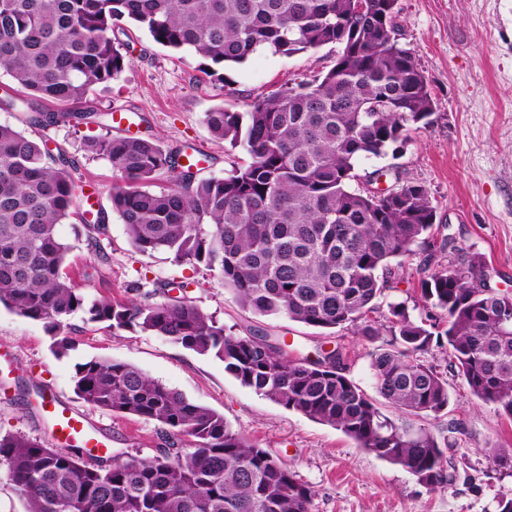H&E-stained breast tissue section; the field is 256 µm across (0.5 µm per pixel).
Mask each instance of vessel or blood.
<instances>
[{
  "label": "vessel or blood",
  "instance_id": "vessel-or-blood-1",
  "mask_svg": "<svg viewBox=\"0 0 512 512\" xmlns=\"http://www.w3.org/2000/svg\"><path fill=\"white\" fill-rule=\"evenodd\" d=\"M41 409L52 422V437L56 445L77 444L97 454L108 447V438L93 428L86 415L70 404L45 394L41 397Z\"/></svg>",
  "mask_w": 512,
  "mask_h": 512
}]
</instances>
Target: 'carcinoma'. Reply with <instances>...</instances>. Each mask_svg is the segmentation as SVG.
Wrapping results in <instances>:
<instances>
[{
	"mask_svg": "<svg viewBox=\"0 0 512 512\" xmlns=\"http://www.w3.org/2000/svg\"><path fill=\"white\" fill-rule=\"evenodd\" d=\"M394 0H0V66L26 90L0 101L28 108L33 126L56 122L33 110L38 99L83 101L92 86L119 74L128 59L117 30L131 24L173 50H191L218 67L270 49L290 55L334 44L336 64L313 80L274 92L245 113H206L211 134L241 148L250 163L221 178H195L190 162L169 187L160 171L179 159L150 137L106 136L86 149L106 159L119 184L112 210L143 253L166 251L179 263L219 269L240 305L329 334L348 327L388 334L370 356L373 388L398 417L346 375L341 345L316 359L288 356L275 336L226 330L196 305L86 301L63 272L71 244L58 233L84 217L83 192L63 149L49 152L0 124V304L53 333L55 351L73 347L68 319L163 336L224 362L243 386L306 418L342 431L376 457L433 488L450 485L449 439L411 417L448 409L447 372L421 359L448 350L450 369L485 404L512 418V294L488 284L478 252L449 251L435 236L436 206L427 189L406 182L380 195L373 176L356 172L362 154L378 156L428 124L434 100L411 49L392 37ZM421 246L422 309L387 304L386 323L371 319L378 300L403 280L399 257ZM74 392L84 403L157 421L181 447L150 459L109 456L88 466L76 448L48 447L0 434V474L27 512H311L314 493L294 471L224 421L136 367L106 359L77 366ZM491 464L512 473V448L493 445Z\"/></svg>",
	"mask_w": 512,
	"mask_h": 512,
	"instance_id": "cac0c4a2",
	"label": "carcinoma"
}]
</instances>
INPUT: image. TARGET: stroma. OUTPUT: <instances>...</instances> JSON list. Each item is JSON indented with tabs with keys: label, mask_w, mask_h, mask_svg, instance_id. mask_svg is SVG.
I'll use <instances>...</instances> for the list:
<instances>
[{
	"label": "stroma",
	"mask_w": 512,
	"mask_h": 512,
	"mask_svg": "<svg viewBox=\"0 0 512 512\" xmlns=\"http://www.w3.org/2000/svg\"><path fill=\"white\" fill-rule=\"evenodd\" d=\"M396 23L401 44L412 50L427 80L435 110L429 124L411 130L399 148L360 157L357 171L379 173L377 185L385 189L400 179L426 187L437 206L440 235H453L456 249L483 254L491 285L512 290V0H397ZM116 37L130 62L90 91L97 118L78 125L67 118L74 104L42 101L40 111L59 116L43 128L27 124L24 113L0 110V123L65 149L74 161L72 180L94 192L96 208L105 214V229L93 238L79 217L60 226L73 246L65 267L74 284L91 301L152 303L158 299L156 284L182 282L188 301L237 333L283 336L304 353L330 344L316 328L243 309L219 272L176 262L165 252L137 251L111 207L112 168L84 144L115 135L109 113L131 112L136 121L131 135L156 138L165 150L184 155L205 149L200 177L228 176L250 157L212 136L206 112L243 113L253 100L327 72L336 63V46L289 56L257 52L218 77L204 73L201 57L172 51L145 30L130 25ZM69 324L75 346L59 356L42 323L0 305V433L52 444L51 427L35 402L43 391L69 401L108 434L114 456L153 457L161 443L156 421L90 407L74 392L77 364L109 359L131 364L223 414L232 428L280 458L313 490L311 512H497L498 498H512V476L496 473L486 458L489 444L512 448V419L479 401L456 373L447 376V416L420 420L434 432L450 419L460 425L447 450L455 480L434 489L358 448L340 430L256 394L218 359L161 336L113 332L84 311ZM338 341L351 352L347 376L371 390L368 364L375 341L349 330L340 331Z\"/></svg>",
	"instance_id": "obj_1"
}]
</instances>
